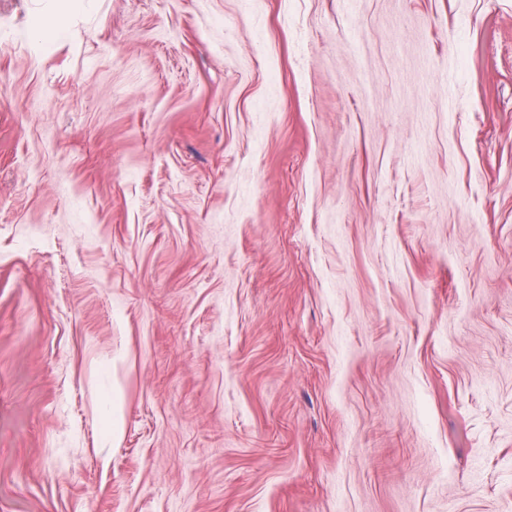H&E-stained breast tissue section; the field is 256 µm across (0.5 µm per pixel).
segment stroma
Here are the masks:
<instances>
[{
	"label": "stroma",
	"instance_id": "35a3bbf8",
	"mask_svg": "<svg viewBox=\"0 0 512 512\" xmlns=\"http://www.w3.org/2000/svg\"><path fill=\"white\" fill-rule=\"evenodd\" d=\"M0 87V512H512V0H0Z\"/></svg>",
	"mask_w": 512,
	"mask_h": 512
}]
</instances>
